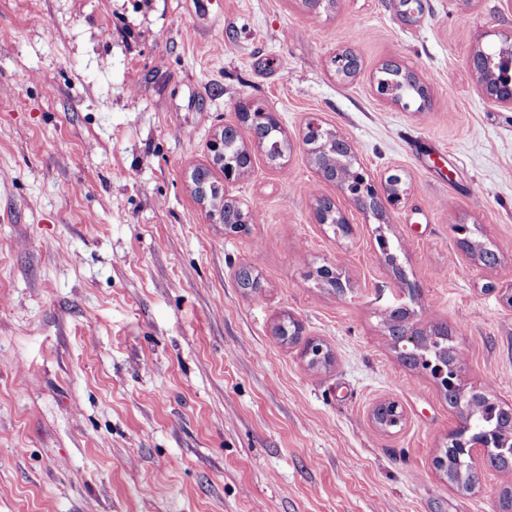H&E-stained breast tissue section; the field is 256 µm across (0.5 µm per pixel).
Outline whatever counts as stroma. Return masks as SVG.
Masks as SVG:
<instances>
[{
    "label": "stroma",
    "instance_id": "1",
    "mask_svg": "<svg viewBox=\"0 0 512 512\" xmlns=\"http://www.w3.org/2000/svg\"><path fill=\"white\" fill-rule=\"evenodd\" d=\"M1 29L0 512H500L501 473L464 492L435 469L459 416L383 314L447 324L471 385L512 402V107L472 66L512 36L507 0H0ZM388 61L425 83L423 111L377 96ZM252 101L291 153L253 152L227 184L255 217L228 235L190 173ZM314 113L378 180L401 175L384 221L318 175ZM319 197L352 237L317 223ZM285 314L328 369L275 337ZM387 399L405 420L384 433Z\"/></svg>",
    "mask_w": 512,
    "mask_h": 512
}]
</instances>
